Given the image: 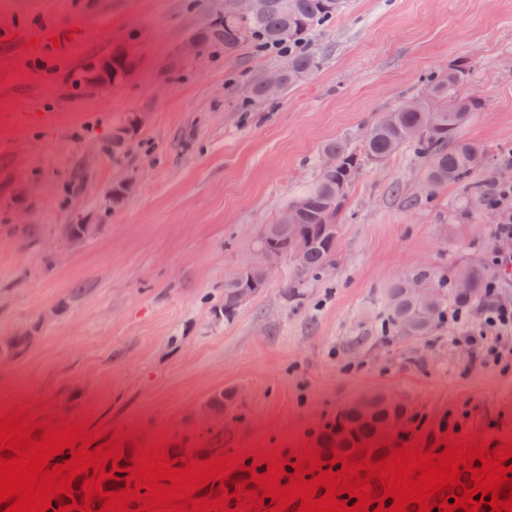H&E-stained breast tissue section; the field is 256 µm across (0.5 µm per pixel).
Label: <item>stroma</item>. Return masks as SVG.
Wrapping results in <instances>:
<instances>
[{
  "mask_svg": "<svg viewBox=\"0 0 512 512\" xmlns=\"http://www.w3.org/2000/svg\"><path fill=\"white\" fill-rule=\"evenodd\" d=\"M222 10L223 0H0V339L55 312L0 367V410L153 439L196 430L197 405L241 388L246 424L227 451L263 457L311 442L351 398L386 389L417 412L427 444L512 437V333L493 337L499 357L487 363L464 341L482 301L468 323L423 338L381 331L394 280L512 252V239L493 238L483 197L455 184L430 191L407 152L360 169L336 258L300 300L286 298L283 266L233 319L210 304L317 174L323 146L359 143L383 113L425 96L428 72L468 62L463 90L484 103L462 130L484 149L475 176L512 181L501 165L512 152V0H345L309 42L318 70L260 108L246 105L250 87L286 55L182 52ZM78 23L86 33L68 56H27L28 29ZM119 48L132 74L85 82ZM19 112L54 118L27 128ZM137 112L146 125L120 136ZM129 181L113 205V187ZM70 224L97 230L76 247ZM358 334L367 341L350 352Z\"/></svg>",
  "mask_w": 512,
  "mask_h": 512,
  "instance_id": "35a3bbf8",
  "label": "stroma"
}]
</instances>
